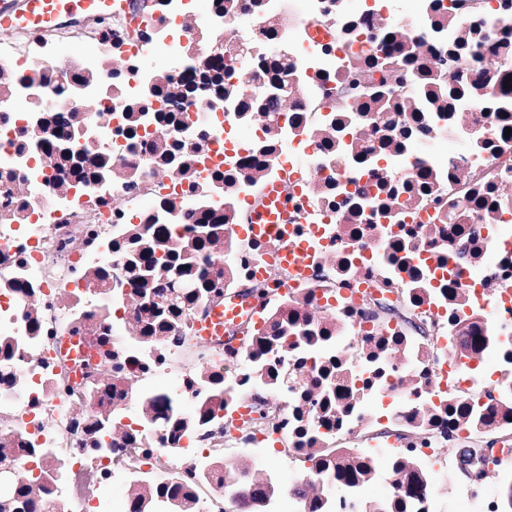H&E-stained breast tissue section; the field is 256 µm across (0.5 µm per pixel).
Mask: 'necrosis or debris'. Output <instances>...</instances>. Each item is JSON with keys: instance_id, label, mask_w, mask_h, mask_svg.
<instances>
[{"instance_id": "necrosis-or-debris-1", "label": "necrosis or debris", "mask_w": 512, "mask_h": 512, "mask_svg": "<svg viewBox=\"0 0 512 512\" xmlns=\"http://www.w3.org/2000/svg\"><path fill=\"white\" fill-rule=\"evenodd\" d=\"M416 2L113 0L0 36V444L58 468L44 512L171 479L222 512L221 464L274 447L321 512H503L441 476L455 446L512 482V0ZM275 186L287 219L248 232ZM147 246L214 283L154 344ZM184 399L211 412L174 443Z\"/></svg>"}]
</instances>
